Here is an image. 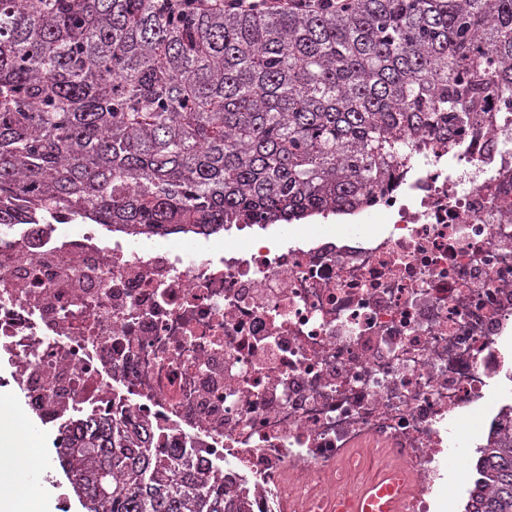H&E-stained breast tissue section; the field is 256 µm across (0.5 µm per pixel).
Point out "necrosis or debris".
<instances>
[{
  "instance_id": "4bbe7bcc",
  "label": "necrosis or debris",
  "mask_w": 512,
  "mask_h": 512,
  "mask_svg": "<svg viewBox=\"0 0 512 512\" xmlns=\"http://www.w3.org/2000/svg\"><path fill=\"white\" fill-rule=\"evenodd\" d=\"M304 245L109 240L58 213L0 226V354L53 458L87 423L149 427L247 502L335 512L399 468L407 512H440L448 444L512 434V113L418 154ZM478 427V418L470 416L463 419L459 433L453 437V444L448 448L449 453L457 457L465 455L469 450L468 439L478 431Z\"/></svg>"
}]
</instances>
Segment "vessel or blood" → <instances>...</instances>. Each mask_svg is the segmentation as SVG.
I'll return each mask as SVG.
<instances>
[{"instance_id":"obj_1","label":"vessel or blood","mask_w":512,"mask_h":512,"mask_svg":"<svg viewBox=\"0 0 512 512\" xmlns=\"http://www.w3.org/2000/svg\"><path fill=\"white\" fill-rule=\"evenodd\" d=\"M408 492L402 471L391 470L338 497L336 512H404Z\"/></svg>"}]
</instances>
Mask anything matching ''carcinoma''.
<instances>
[{
  "label": "carcinoma",
  "instance_id": "obj_1",
  "mask_svg": "<svg viewBox=\"0 0 512 512\" xmlns=\"http://www.w3.org/2000/svg\"><path fill=\"white\" fill-rule=\"evenodd\" d=\"M512 107V0H0V224L63 209L129 236L351 212ZM87 512H243L181 451L105 422L58 450ZM465 512H512V440ZM202 5L215 7L222 5L225 10L239 11L243 13L256 10L288 11L306 10L318 12L325 8H336L344 0H200Z\"/></svg>",
  "mask_w": 512,
  "mask_h": 512
}]
</instances>
